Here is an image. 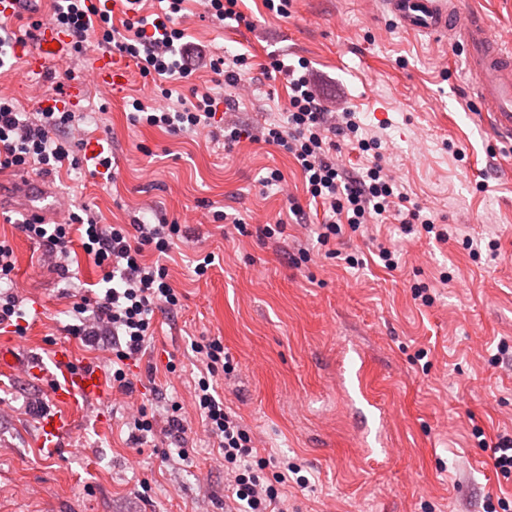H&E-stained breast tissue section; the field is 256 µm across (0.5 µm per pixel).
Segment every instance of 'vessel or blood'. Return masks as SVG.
Returning <instances> with one entry per match:
<instances>
[{
  "instance_id": "b4317fda",
  "label": "vessel or blood",
  "mask_w": 512,
  "mask_h": 512,
  "mask_svg": "<svg viewBox=\"0 0 512 512\" xmlns=\"http://www.w3.org/2000/svg\"><path fill=\"white\" fill-rule=\"evenodd\" d=\"M381 8L402 29L433 37L462 41L467 68L475 78L482 111L488 112L492 134L512 140V47L503 44L481 15L461 12L457 0H382ZM71 31L54 23L41 25L33 43H19L15 52L26 60L28 73L43 74L53 63L67 61L74 52ZM88 66L97 83L112 93H122L129 78V64L120 53L104 49L91 53ZM26 369L39 380L55 406L41 420L40 444L54 454L73 430L75 418L88 404L106 393V377L96 366L77 361L72 346L58 342L50 362L28 353L24 347H0V372Z\"/></svg>"
}]
</instances>
